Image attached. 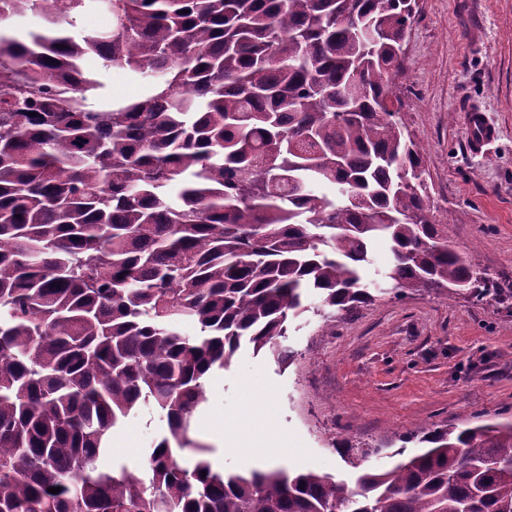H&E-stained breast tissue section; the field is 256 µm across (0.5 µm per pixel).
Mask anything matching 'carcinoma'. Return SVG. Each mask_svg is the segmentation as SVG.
Segmentation results:
<instances>
[{"instance_id":"obj_1","label":"carcinoma","mask_w":512,"mask_h":512,"mask_svg":"<svg viewBox=\"0 0 512 512\" xmlns=\"http://www.w3.org/2000/svg\"><path fill=\"white\" fill-rule=\"evenodd\" d=\"M93 2L109 24L75 33ZM415 0H0V512H512V423L442 425L349 487L226 473L189 438L208 375L399 290L497 282L430 217L422 148L391 99ZM150 79L114 105L89 54ZM196 324L194 335L180 332ZM143 405L167 433L103 467ZM58 487L52 494L48 488Z\"/></svg>"}]
</instances>
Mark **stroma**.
Returning <instances> with one entry per match:
<instances>
[{
	"label": "stroma",
	"mask_w": 512,
	"mask_h": 512,
	"mask_svg": "<svg viewBox=\"0 0 512 512\" xmlns=\"http://www.w3.org/2000/svg\"><path fill=\"white\" fill-rule=\"evenodd\" d=\"M402 61L393 94L424 149L432 218L501 292L480 302L443 289L396 292L379 276L392 255L377 241L372 299L337 313L332 334L302 313L280 340L290 360L245 345L208 377L189 437L227 472L268 465L222 446L227 425L243 440H287L289 469L351 484L386 468L394 450L419 453L409 432L512 422V0H417ZM472 107L498 130L478 155L466 144ZM165 432L154 407L140 408L114 429L101 466L138 467Z\"/></svg>",
	"instance_id": "35a3bbf8"
}]
</instances>
